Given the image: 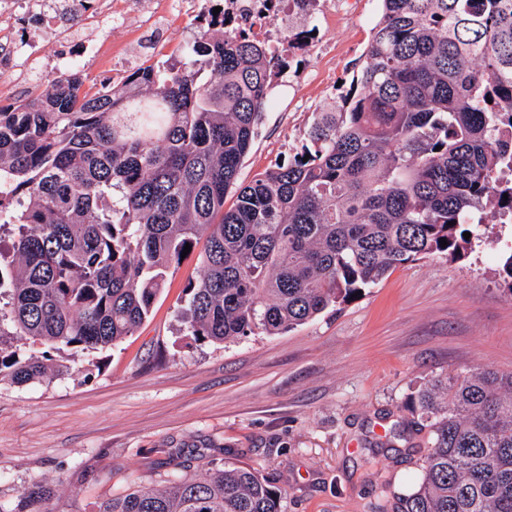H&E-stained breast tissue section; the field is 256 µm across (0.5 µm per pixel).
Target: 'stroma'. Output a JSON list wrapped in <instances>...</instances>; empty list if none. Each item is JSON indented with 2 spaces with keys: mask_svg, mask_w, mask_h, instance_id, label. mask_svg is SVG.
I'll return each instance as SVG.
<instances>
[{
  "mask_svg": "<svg viewBox=\"0 0 512 512\" xmlns=\"http://www.w3.org/2000/svg\"><path fill=\"white\" fill-rule=\"evenodd\" d=\"M377 17L378 0H357L294 58L293 89L263 108L238 183L301 146L365 63ZM194 29V16L170 18L157 59L181 65ZM484 222L464 259L399 266L340 310L223 344L183 332L184 290L202 274L190 254L135 335L49 350V381L0 382V504L41 483L54 489L50 512H98L131 487H162L191 458L258 468L286 489L284 512H392L422 475L414 395L451 371L512 373V295L498 274L512 222L492 208Z\"/></svg>",
  "mask_w": 512,
  "mask_h": 512,
  "instance_id": "stroma-1",
  "label": "stroma"
}]
</instances>
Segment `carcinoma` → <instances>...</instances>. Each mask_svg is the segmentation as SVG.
Masks as SVG:
<instances>
[{"label":"carcinoma","mask_w":512,"mask_h":512,"mask_svg":"<svg viewBox=\"0 0 512 512\" xmlns=\"http://www.w3.org/2000/svg\"><path fill=\"white\" fill-rule=\"evenodd\" d=\"M379 2L362 70L299 151L245 186L238 169L288 62L224 36L222 11L178 70L150 64L100 89L71 72L0 104V230L15 233L12 258L0 253V381L48 379L11 336L95 351L135 335L187 244L204 241L184 329L226 343L289 331L399 265L461 259L487 207L512 213V0ZM499 275L512 293V245ZM413 401L423 476L394 512H512V373L437 376ZM285 495L229 465L98 512H283ZM52 497L33 484L0 512H48Z\"/></svg>","instance_id":"cac0c4a2"}]
</instances>
